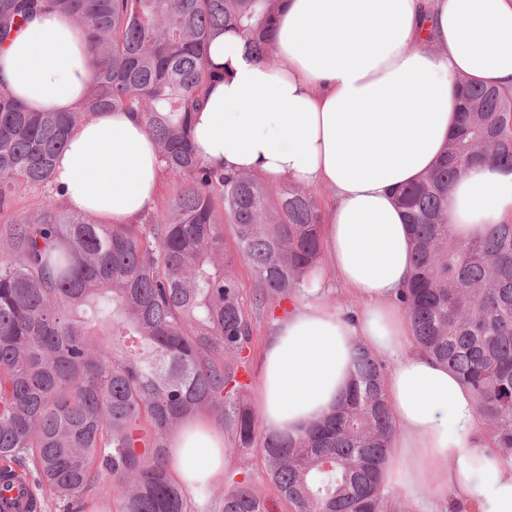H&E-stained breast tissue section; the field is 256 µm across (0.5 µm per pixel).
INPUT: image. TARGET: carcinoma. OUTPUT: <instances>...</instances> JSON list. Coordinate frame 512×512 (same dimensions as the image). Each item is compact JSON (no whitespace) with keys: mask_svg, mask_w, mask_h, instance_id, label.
Returning a JSON list of instances; mask_svg holds the SVG:
<instances>
[{"mask_svg":"<svg viewBox=\"0 0 512 512\" xmlns=\"http://www.w3.org/2000/svg\"><path fill=\"white\" fill-rule=\"evenodd\" d=\"M283 0H0V41L38 11L87 29L94 78L73 112H32L0 85V213L17 186L53 182L81 124L105 111L139 114L164 172L186 177L164 216L96 224L50 199L0 220V484L16 469L72 506L95 491L118 512H191L167 468L169 440L190 417L214 418L240 455L205 496L221 512H409L378 482L393 429L382 390L388 363L357 346L334 412L295 438L262 426L247 402L253 324L236 275L258 284L253 306L276 310L320 259L321 208L204 162L193 118L218 77L208 50L244 38L271 61ZM444 154L397 197L414 242L401 295L415 343L470 387L501 458L512 463V222L458 237L448 188L469 165L512 171V91L462 82ZM234 226L224 246L220 214ZM258 449L275 491L252 482Z\"/></svg>","mask_w":512,"mask_h":512,"instance_id":"obj_1","label":"carcinoma"}]
</instances>
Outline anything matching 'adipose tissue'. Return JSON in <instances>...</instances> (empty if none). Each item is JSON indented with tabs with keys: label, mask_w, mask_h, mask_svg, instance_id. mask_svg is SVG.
<instances>
[{
	"label": "adipose tissue",
	"mask_w": 512,
	"mask_h": 512,
	"mask_svg": "<svg viewBox=\"0 0 512 512\" xmlns=\"http://www.w3.org/2000/svg\"><path fill=\"white\" fill-rule=\"evenodd\" d=\"M209 61L219 77L194 115L199 156L330 192L324 263L266 341L263 426L292 437L331 413L363 344L391 363L382 491L410 493L417 512H512V466L470 389L413 339L400 296L414 244L393 194L439 160L460 79L512 90V0H285L273 62L231 35L214 41ZM93 76L86 35L67 17L34 15L0 44V84L31 110L73 111ZM161 177L153 140L130 112L80 126L55 168L70 208L115 224L153 209ZM448 218L458 235L512 221V172L463 169L448 190ZM332 279L360 310L329 303ZM226 465L224 436L205 417L170 440L171 476L186 487L221 481Z\"/></svg>",
	"instance_id": "obj_1"
}]
</instances>
